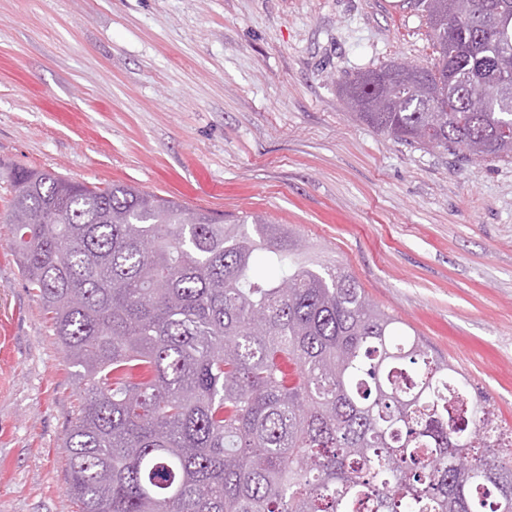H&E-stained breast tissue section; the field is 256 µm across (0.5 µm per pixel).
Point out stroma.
I'll list each match as a JSON object with an SVG mask.
<instances>
[{"instance_id": "35a3bbf8", "label": "stroma", "mask_w": 512, "mask_h": 512, "mask_svg": "<svg viewBox=\"0 0 512 512\" xmlns=\"http://www.w3.org/2000/svg\"><path fill=\"white\" fill-rule=\"evenodd\" d=\"M433 67L409 0H0V163L290 225L512 429V163L352 120L346 74ZM0 178V512H77L84 392L19 271Z\"/></svg>"}]
</instances>
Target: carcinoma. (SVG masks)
Wrapping results in <instances>:
<instances>
[{
	"label": "carcinoma",
	"mask_w": 512,
	"mask_h": 512,
	"mask_svg": "<svg viewBox=\"0 0 512 512\" xmlns=\"http://www.w3.org/2000/svg\"><path fill=\"white\" fill-rule=\"evenodd\" d=\"M438 62L339 83L351 117L464 165L512 162V0H413ZM487 16L502 29L476 39ZM10 242L85 397L79 512H512V430L336 261L261 214L9 173ZM264 259L279 277L256 273Z\"/></svg>",
	"instance_id": "obj_1"
}]
</instances>
